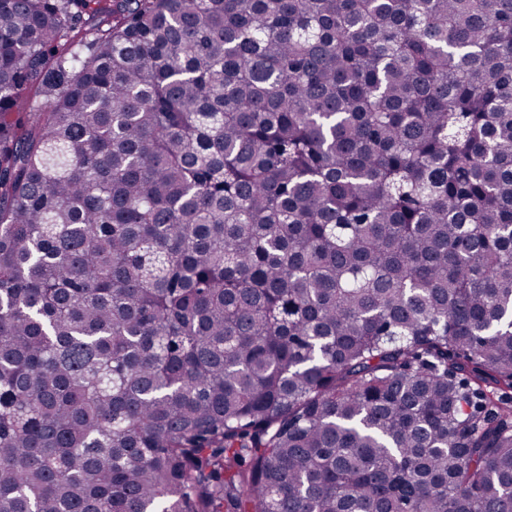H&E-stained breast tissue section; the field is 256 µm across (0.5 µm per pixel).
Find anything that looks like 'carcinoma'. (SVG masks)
<instances>
[{
    "mask_svg": "<svg viewBox=\"0 0 512 512\" xmlns=\"http://www.w3.org/2000/svg\"><path fill=\"white\" fill-rule=\"evenodd\" d=\"M0 512H512V0H0Z\"/></svg>",
    "mask_w": 512,
    "mask_h": 512,
    "instance_id": "cac0c4a2",
    "label": "carcinoma"
}]
</instances>
